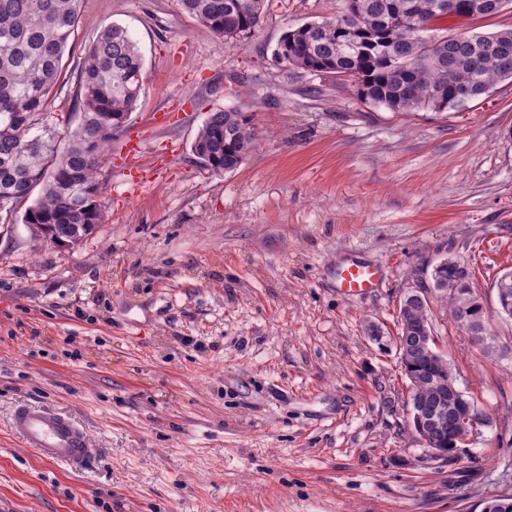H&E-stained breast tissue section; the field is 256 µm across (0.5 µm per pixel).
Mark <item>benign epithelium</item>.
Returning a JSON list of instances; mask_svg holds the SVG:
<instances>
[{
  "instance_id": "7a95c632",
  "label": "benign epithelium",
  "mask_w": 512,
  "mask_h": 512,
  "mask_svg": "<svg viewBox=\"0 0 512 512\" xmlns=\"http://www.w3.org/2000/svg\"><path fill=\"white\" fill-rule=\"evenodd\" d=\"M445 42L448 43V50L440 52L438 63L443 70L451 72L454 70L453 50L455 45L463 44V40L452 35L439 40L438 44ZM437 291V287L429 290H409L400 301V310L404 311L412 306L425 308L429 304V295ZM391 341L403 366L418 359L442 367L447 366V356L439 348L433 327L425 321L419 324L415 332L409 331L403 324L400 325L399 333L391 337ZM425 381L431 397L417 399L411 396L407 400L410 426L431 457L445 461L452 458L457 461L474 441L481 422L477 415L463 412V405L468 402V398L458 386L453 373L442 371L427 376ZM445 432L452 435L456 442V452L451 457L445 449L438 447ZM478 507L480 512H508L512 509V494L491 495L481 500Z\"/></svg>"
}]
</instances>
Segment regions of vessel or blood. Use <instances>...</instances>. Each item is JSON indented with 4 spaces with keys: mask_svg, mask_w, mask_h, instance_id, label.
I'll list each match as a JSON object with an SVG mask.
<instances>
[{
    "mask_svg": "<svg viewBox=\"0 0 512 512\" xmlns=\"http://www.w3.org/2000/svg\"><path fill=\"white\" fill-rule=\"evenodd\" d=\"M379 279L377 267L359 261L349 263L338 274L341 290L350 295L370 292ZM11 427L26 447L43 459L73 471L83 470L94 454L84 429L48 408L18 406Z\"/></svg>",
    "mask_w": 512,
    "mask_h": 512,
    "instance_id": "1",
    "label": "vessel or blood"
}]
</instances>
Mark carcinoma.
Segmentation results:
<instances>
[{"instance_id": "cac0c4a2", "label": "carcinoma", "mask_w": 512, "mask_h": 512, "mask_svg": "<svg viewBox=\"0 0 512 512\" xmlns=\"http://www.w3.org/2000/svg\"><path fill=\"white\" fill-rule=\"evenodd\" d=\"M225 0H181L183 10L213 33L226 39L243 38L261 22L266 0H233L231 20L224 15ZM454 12L442 11L440 0H361L357 14L345 10L318 22L316 35L301 34L291 53L280 39L274 56L303 71L353 78L361 98L393 112H447L457 110L456 89L468 90V102L512 79V28L493 33H459L471 43L453 72L436 60L440 47L432 40H415L420 33L448 17L461 24L472 19L478 0H456ZM80 0H0V217L16 216L34 190L36 199L21 213L24 224H46L52 238L76 245L105 220L102 188L96 173L116 129L112 116L129 115L137 108L142 81V55L128 29L110 24L102 29L78 66L75 99L82 120L60 136L55 127L38 129V116L47 111L61 86L63 58L80 19ZM394 16L381 29L383 13ZM352 28L362 37L382 38L384 55L341 51V30ZM212 123L198 130L192 149L212 160L211 172L237 170L246 152L254 149L252 118L237 110H217ZM447 288L442 297L449 315L457 320L460 306L471 310L481 330V343L495 350V336L477 305L472 281L464 282L454 265L437 273Z\"/></svg>"}]
</instances>
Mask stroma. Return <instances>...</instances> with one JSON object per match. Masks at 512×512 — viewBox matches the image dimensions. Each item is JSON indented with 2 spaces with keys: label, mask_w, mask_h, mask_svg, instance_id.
<instances>
[{
  "label": "stroma",
  "mask_w": 512,
  "mask_h": 512,
  "mask_svg": "<svg viewBox=\"0 0 512 512\" xmlns=\"http://www.w3.org/2000/svg\"><path fill=\"white\" fill-rule=\"evenodd\" d=\"M344 6L266 0L227 40L179 0H81L55 122L77 125L74 69L114 22L143 56L142 93L101 160L93 235L0 236V512H470L512 493V319L494 288L512 266V82L459 112H392L274 59L288 29ZM215 109L256 132L221 176L192 152ZM450 255L473 268L498 349L432 295L439 347L487 416L445 462L409 425L395 348L364 328L396 334L403 294ZM354 260L379 268L373 292L339 288ZM23 403L85 428L87 471L22 444Z\"/></svg>",
  "instance_id": "1"
}]
</instances>
